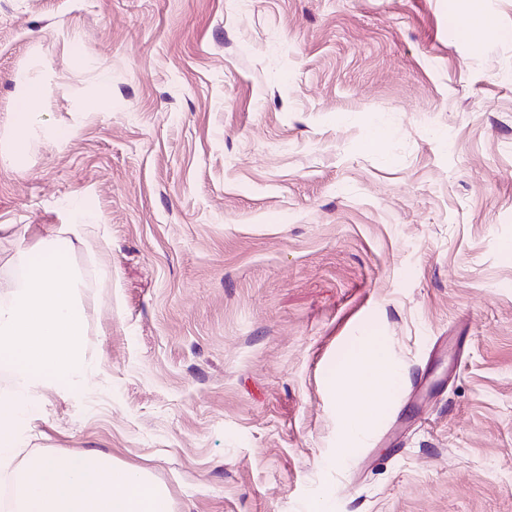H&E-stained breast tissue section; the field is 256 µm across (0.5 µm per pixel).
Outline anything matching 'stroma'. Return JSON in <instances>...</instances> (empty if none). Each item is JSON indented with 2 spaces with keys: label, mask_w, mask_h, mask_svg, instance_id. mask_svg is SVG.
I'll return each instance as SVG.
<instances>
[{
  "label": "stroma",
  "mask_w": 512,
  "mask_h": 512,
  "mask_svg": "<svg viewBox=\"0 0 512 512\" xmlns=\"http://www.w3.org/2000/svg\"><path fill=\"white\" fill-rule=\"evenodd\" d=\"M508 72L512 0H0V295L89 217L92 370L19 455L101 450L172 512H512ZM25 82L67 139L18 159ZM367 336L397 374L341 461Z\"/></svg>",
  "instance_id": "obj_1"
}]
</instances>
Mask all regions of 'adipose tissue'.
Wrapping results in <instances>:
<instances>
[{"instance_id": "ef3b65f1", "label": "adipose tissue", "mask_w": 512, "mask_h": 512, "mask_svg": "<svg viewBox=\"0 0 512 512\" xmlns=\"http://www.w3.org/2000/svg\"><path fill=\"white\" fill-rule=\"evenodd\" d=\"M42 85H23L18 109L13 115L11 150L21 153L33 131V106L43 99ZM396 373L384 343L375 337H366L348 365L340 371L334 385L335 393L343 403L350 426L348 440L363 435L375 421L387 385Z\"/></svg>"}]
</instances>
